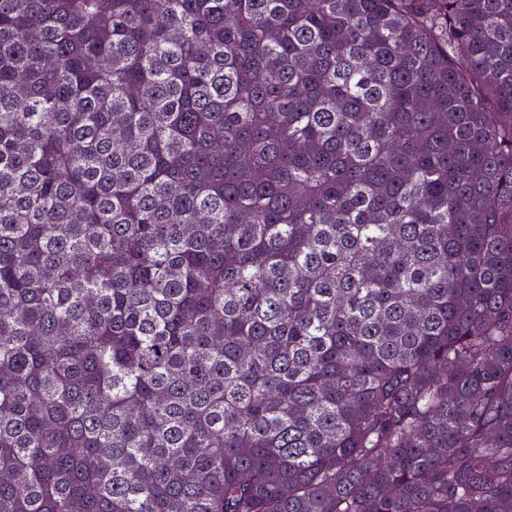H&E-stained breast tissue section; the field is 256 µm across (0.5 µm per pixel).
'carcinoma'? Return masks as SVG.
<instances>
[{
	"instance_id": "obj_1",
	"label": "carcinoma",
	"mask_w": 512,
	"mask_h": 512,
	"mask_svg": "<svg viewBox=\"0 0 512 512\" xmlns=\"http://www.w3.org/2000/svg\"><path fill=\"white\" fill-rule=\"evenodd\" d=\"M0 512H512V0H0Z\"/></svg>"
}]
</instances>
